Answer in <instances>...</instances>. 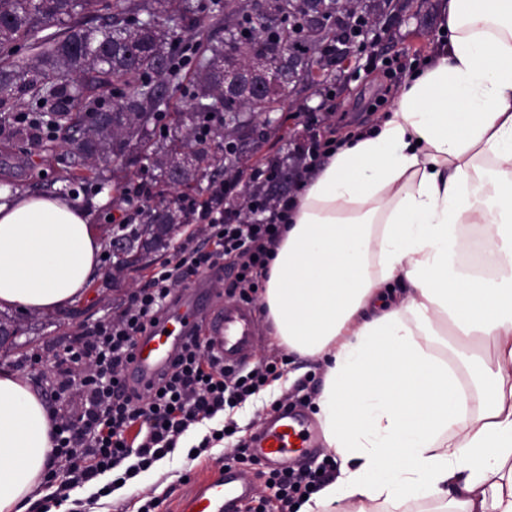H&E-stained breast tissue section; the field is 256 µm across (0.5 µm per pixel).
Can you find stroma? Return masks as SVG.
<instances>
[{
	"mask_svg": "<svg viewBox=\"0 0 512 512\" xmlns=\"http://www.w3.org/2000/svg\"><path fill=\"white\" fill-rule=\"evenodd\" d=\"M441 0H431L430 8L411 16L408 25L390 30L388 48L378 52H364L355 70L350 71L348 84L343 91L334 92L337 112V129L354 134L372 124L377 115L392 104L393 91L410 71L412 61L427 57L438 36V13ZM421 30L423 38L416 39L412 30ZM278 127L267 132L260 153L249 158L250 167H265L270 159H287L296 150L293 135L298 130L293 108L279 114ZM333 128V129H336ZM332 128L321 127L323 139H330ZM11 153L21 163L20 168L0 172V184L31 193H56L61 189L55 180L58 169L72 165L71 157L57 154L47 158L38 141H15ZM158 174L150 162L135 167L122 189L105 188L92 195L79 193L77 202L91 215L96 226H103L102 212L112 216L128 213V197L136 188L156 178ZM174 250L152 253L144 269L125 277L109 279L108 260H101L96 276L84 296L70 307L50 313L22 314L5 311V318L16 321L20 330L9 349L0 351V369L18 373L34 390L48 389L43 373L53 357L69 344L75 343L77 332L84 326L117 315L121 302L134 289L142 287L160 264L173 260ZM293 374L290 385L279 390L267 389L252 396L236 407L235 421L239 426V439L250 441L267 417L269 404L276 398H288L295 407L314 415L315 400L320 388L323 371L309 359H293L283 368ZM224 468V447L217 444L192 460L186 449H176L164 466L152 467L146 478L136 479L126 492L118 497L96 496L78 501L72 512H141L146 498H156L160 505L156 512H180L182 502L199 489L205 481L216 478Z\"/></svg>",
	"mask_w": 512,
	"mask_h": 512,
	"instance_id": "35a3bbf8",
	"label": "stroma"
}]
</instances>
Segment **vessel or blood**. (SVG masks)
Segmentation results:
<instances>
[{"instance_id": "obj_1", "label": "vessel or blood", "mask_w": 512, "mask_h": 512, "mask_svg": "<svg viewBox=\"0 0 512 512\" xmlns=\"http://www.w3.org/2000/svg\"><path fill=\"white\" fill-rule=\"evenodd\" d=\"M202 319L209 324L212 349L226 364L251 362L260 340L254 310L243 302L213 303L199 280L183 292L150 334L137 337L135 358L127 371L128 384L142 387L156 378ZM315 437L316 431L303 411L276 412L267 417L251 453L268 467L285 468L316 453ZM252 493L236 465L230 464L184 503L182 512H238Z\"/></svg>"}]
</instances>
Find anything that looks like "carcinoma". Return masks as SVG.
<instances>
[{"label": "carcinoma", "instance_id": "obj_1", "mask_svg": "<svg viewBox=\"0 0 512 512\" xmlns=\"http://www.w3.org/2000/svg\"><path fill=\"white\" fill-rule=\"evenodd\" d=\"M266 4L280 16L275 26L263 23L250 0H0V135L20 140L42 130L52 156L54 134L72 131L64 148L82 168L57 175L72 193L144 160L159 170L158 181L140 190L145 220L128 232L112 225V237L126 240L112 254L114 275L142 270L148 253L169 247L188 224L189 205L218 204L208 186L210 160L220 152L224 167H240L258 115L283 111L301 87L340 81L312 78L314 60L329 58L341 42L365 51L374 20L413 8V0H297L290 10L281 0ZM92 9L105 12L103 21L81 24ZM218 15L224 39L217 41L208 22ZM251 57L288 69L277 92L224 91V70ZM177 93L191 109L171 113L161 135L160 107ZM226 128L235 134L215 136ZM186 153L194 163L179 172L176 160Z\"/></svg>", "mask_w": 512, "mask_h": 512}]
</instances>
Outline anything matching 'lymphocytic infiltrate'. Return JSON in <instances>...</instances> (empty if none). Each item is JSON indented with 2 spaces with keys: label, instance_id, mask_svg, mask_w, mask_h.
Here are the masks:
<instances>
[{
  "label": "lymphocytic infiltrate",
  "instance_id": "obj_1",
  "mask_svg": "<svg viewBox=\"0 0 512 512\" xmlns=\"http://www.w3.org/2000/svg\"><path fill=\"white\" fill-rule=\"evenodd\" d=\"M280 167L272 161L251 174L246 204L252 218L234 216L227 204L196 206L203 241L186 240L174 261L161 264L144 287L128 297L118 317L99 320L84 329L77 345L67 347L52 362L50 398L60 409L53 414L56 469L47 484L52 500L68 498L74 488L107 472L122 481L171 454L190 427L214 419L247 401L252 391L277 380L279 356L260 358L242 369L225 367L199 338H192L173 357L157 384L139 391L128 387L126 371L138 336L148 332L174 301V290L185 273L221 277L225 266L236 273L231 293L251 301L253 289L286 230L287 197L267 201L262 187ZM78 404H71V396ZM272 498H259L254 512H293L303 495L315 491L321 474L307 469L269 473Z\"/></svg>",
  "mask_w": 512,
  "mask_h": 512
}]
</instances>
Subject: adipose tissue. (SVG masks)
<instances>
[{
	"label": "adipose tissue",
	"instance_id": "obj_1",
	"mask_svg": "<svg viewBox=\"0 0 512 512\" xmlns=\"http://www.w3.org/2000/svg\"><path fill=\"white\" fill-rule=\"evenodd\" d=\"M439 19L392 107L301 182L260 295L278 343L325 367L317 417L339 475L295 512L410 497L512 512V0H442ZM468 224L493 275L457 263ZM101 250L78 203L0 189V309L74 304ZM452 334L491 356L448 357ZM52 426L42 396L0 370V512H27Z\"/></svg>",
	"mask_w": 512,
	"mask_h": 512
}]
</instances>
